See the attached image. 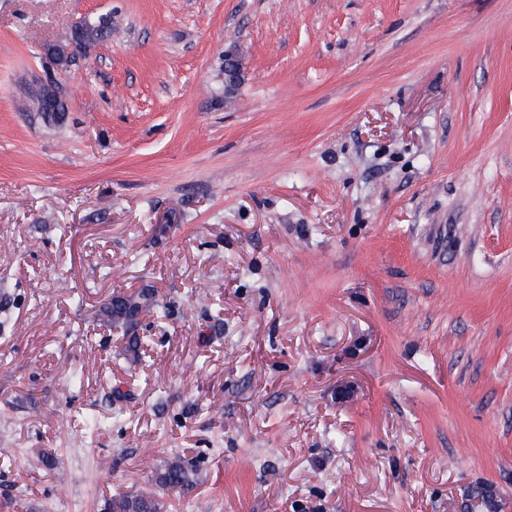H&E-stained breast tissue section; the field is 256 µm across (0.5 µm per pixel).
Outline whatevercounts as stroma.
Wrapping results in <instances>:
<instances>
[{
    "label": "stroma",
    "mask_w": 512,
    "mask_h": 512,
    "mask_svg": "<svg viewBox=\"0 0 512 512\" xmlns=\"http://www.w3.org/2000/svg\"><path fill=\"white\" fill-rule=\"evenodd\" d=\"M1 287L0 512H512V0H0ZM83 35L85 39V49L79 55L87 56L91 49L99 43H104L112 37V22L101 18L98 22H85ZM99 312L107 325L124 331V353L132 362H137L144 351V336L137 333L141 318L151 312L157 319L167 317L166 306L160 303L154 288L148 287L113 292ZM194 473L185 461L175 456L163 462L155 471L151 489L133 493H118L108 499L104 512H168L164 494L188 491L194 486ZM485 484L472 486L467 492L466 512H501L503 504L500 501H494L488 496Z\"/></svg>",
    "instance_id": "obj_1"
}]
</instances>
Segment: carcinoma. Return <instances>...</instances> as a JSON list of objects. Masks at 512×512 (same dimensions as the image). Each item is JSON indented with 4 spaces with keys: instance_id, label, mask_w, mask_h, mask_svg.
Here are the masks:
<instances>
[{
    "instance_id": "obj_1",
    "label": "carcinoma",
    "mask_w": 512,
    "mask_h": 512,
    "mask_svg": "<svg viewBox=\"0 0 512 512\" xmlns=\"http://www.w3.org/2000/svg\"><path fill=\"white\" fill-rule=\"evenodd\" d=\"M85 49L88 55L93 47L112 37V22L101 18L86 22L83 28ZM100 317L112 328L123 330L124 353L133 362L138 361L144 351V337L137 333L141 318L153 313L159 319L167 317V308L160 303L152 288L117 291L101 305ZM194 486V473L185 461L175 456L163 462L155 471L151 489L133 493H118L108 499L104 512H168L164 494L188 491ZM502 502L488 496L486 485L477 484L467 492L466 512H501Z\"/></svg>"
}]
</instances>
